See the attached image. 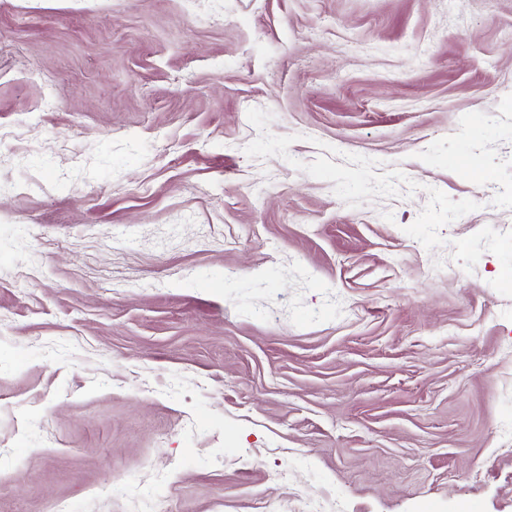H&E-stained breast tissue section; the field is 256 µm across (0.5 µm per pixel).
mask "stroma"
<instances>
[{"instance_id": "stroma-1", "label": "stroma", "mask_w": 512, "mask_h": 512, "mask_svg": "<svg viewBox=\"0 0 512 512\" xmlns=\"http://www.w3.org/2000/svg\"><path fill=\"white\" fill-rule=\"evenodd\" d=\"M512 0H0V512H512Z\"/></svg>"}]
</instances>
